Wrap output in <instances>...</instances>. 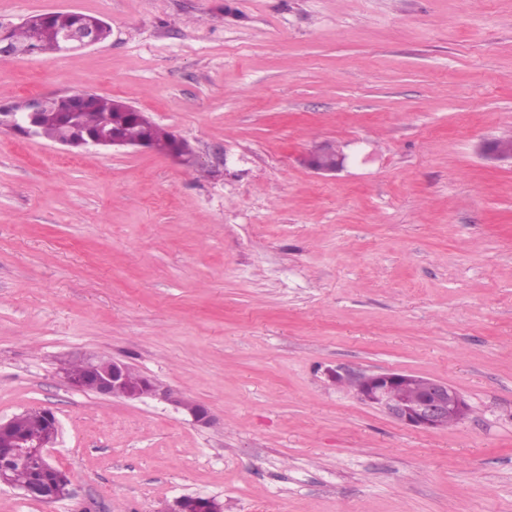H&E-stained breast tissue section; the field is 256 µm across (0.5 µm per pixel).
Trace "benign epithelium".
Here are the masks:
<instances>
[{
	"mask_svg": "<svg viewBox=\"0 0 512 512\" xmlns=\"http://www.w3.org/2000/svg\"><path fill=\"white\" fill-rule=\"evenodd\" d=\"M103 28L105 23L102 21H86L61 32L58 52L70 53L102 43L106 39ZM48 101V97H32L23 102V111L1 113L0 130L29 140L38 139L39 121ZM59 144L70 151L88 146L112 150L146 148L182 165L196 163V156H183L174 146L161 149L148 138L129 141L107 121L91 135L61 140ZM483 151L491 159L512 161V138L489 141ZM344 161L345 155L331 143L313 148L304 158V164L321 175L336 173L343 167ZM81 365L80 375H63L64 382L73 390L104 397L122 396L128 400L158 399L187 412L196 423H211V416L205 407L182 394L171 392L154 379L143 375L132 377L133 369L124 362L90 354L81 360ZM329 376L338 383L346 382L352 386L362 403L378 408L404 426L416 430L443 429L450 422L457 424L464 421L470 411L464 396L456 387L446 381L410 371L349 374L333 369L329 371ZM41 416L46 436L34 442L15 431L14 419L0 420V461L39 460L44 470L56 475V480L50 484L36 483L23 489V492L51 503L66 494L70 480L65 473L57 471L47 456V449L52 447L58 436V420L49 409L41 410ZM171 512H223V505L213 498L183 496L174 501Z\"/></svg>",
	"mask_w": 512,
	"mask_h": 512,
	"instance_id": "7a95c632",
	"label": "benign epithelium"
}]
</instances>
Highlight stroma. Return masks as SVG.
Returning a JSON list of instances; mask_svg holds the SVG:
<instances>
[{
  "instance_id": "stroma-1",
  "label": "stroma",
  "mask_w": 512,
  "mask_h": 512,
  "mask_svg": "<svg viewBox=\"0 0 512 512\" xmlns=\"http://www.w3.org/2000/svg\"><path fill=\"white\" fill-rule=\"evenodd\" d=\"M101 44L0 61V100L92 92L198 154L0 130V419L51 408L54 503L0 512H512V0H0ZM336 142L342 171L301 164ZM122 360L206 407L71 390ZM447 381L413 430L328 372ZM171 512H221L223 505L213 498L183 496L174 501Z\"/></svg>"
}]
</instances>
